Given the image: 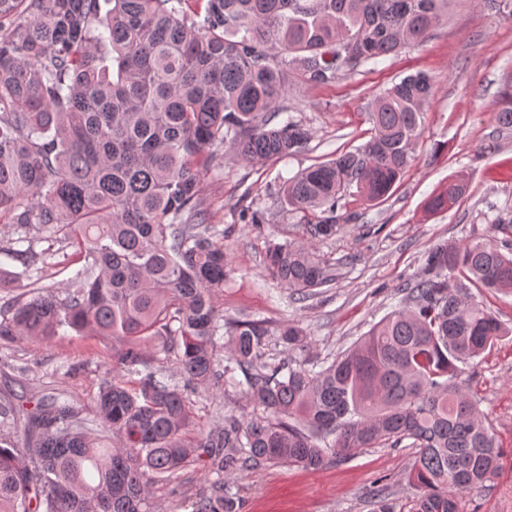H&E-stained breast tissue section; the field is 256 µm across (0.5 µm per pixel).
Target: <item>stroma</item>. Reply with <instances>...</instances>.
I'll use <instances>...</instances> for the list:
<instances>
[{
	"mask_svg": "<svg viewBox=\"0 0 512 512\" xmlns=\"http://www.w3.org/2000/svg\"><path fill=\"white\" fill-rule=\"evenodd\" d=\"M421 70L434 76L436 92L423 114L413 161L386 201L362 206L357 222L316 242L317 253L335 270L332 284L290 300L288 290L267 281L264 272L269 235L302 237L301 214L277 208L281 186L301 170L364 143L370 102ZM511 86L512 0H450L447 20L422 46L367 63L326 87L293 78L288 115L309 130L307 144L292 155L255 163L225 156L202 181L210 221L225 231L233 269L218 301L225 317L298 319L309 337V357L325 359L349 348L399 303L433 245L512 240V225L495 224L512 216V130L498 129L492 119ZM451 178L465 181L467 192L448 211L428 213V196ZM270 208L276 212L272 223L254 227L243 219L244 210ZM111 367L112 351L96 336L70 332L42 343L0 339V400L25 412L49 397L87 408ZM464 376L503 457L487 487L460 494L459 512H512V333L471 362ZM196 401L198 421L215 429L223 428L225 414L244 408L220 388ZM413 461L410 448H365L318 470L262 464L238 474L231 485L241 499L240 512H376L381 485L394 512H412L414 497L404 475ZM214 479L187 468L156 488V501L195 512Z\"/></svg>",
	"mask_w": 512,
	"mask_h": 512,
	"instance_id": "35a3bbf8",
	"label": "stroma"
}]
</instances>
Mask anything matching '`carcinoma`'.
Masks as SVG:
<instances>
[{"label": "carcinoma", "instance_id": "1", "mask_svg": "<svg viewBox=\"0 0 512 512\" xmlns=\"http://www.w3.org/2000/svg\"><path fill=\"white\" fill-rule=\"evenodd\" d=\"M446 17L448 0H0V224L28 243L0 244L28 281L0 336L44 342L67 327L112 348L91 417L67 401L25 415L0 402L12 420L0 512H156L154 487L193 465L317 470L406 440L415 512H459V494L494 479L503 452L462 373L509 334L470 288L512 291L511 242L432 247L397 309L314 362L299 322L219 312L232 269L200 194L226 153L252 163L307 142L301 123L275 122L291 75L329 85L424 43ZM434 93L430 74L405 76L371 103L369 139L284 183L281 208L304 214L305 239L269 238L266 273L290 296L334 280L313 242L358 221L342 201L391 195ZM494 120L512 127V89ZM466 190L450 180L426 208ZM42 241L73 249L63 297L33 274L52 256L35 252ZM218 377L250 411L207 430L191 394ZM196 512H238V499L218 479Z\"/></svg>", "mask_w": 512, "mask_h": 512}]
</instances>
